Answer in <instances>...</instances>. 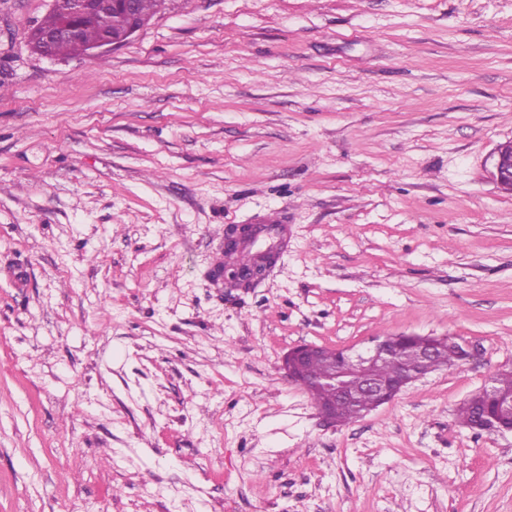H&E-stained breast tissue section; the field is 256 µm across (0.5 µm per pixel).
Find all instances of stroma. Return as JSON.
I'll use <instances>...</instances> for the list:
<instances>
[{
  "mask_svg": "<svg viewBox=\"0 0 512 512\" xmlns=\"http://www.w3.org/2000/svg\"><path fill=\"white\" fill-rule=\"evenodd\" d=\"M49 10L0 0V512H512L457 421L512 370V0H165L56 58ZM400 334L472 356L337 427L281 369ZM493 175L498 184L512 187V141L501 143L494 153ZM262 224H239L231 226L230 230L224 233V257H217L214 268L220 270L224 266L220 280L224 284L250 287L255 282L263 279L271 267L281 248H283L282 231L277 228L272 233L270 242H266L259 235ZM251 244L253 252L245 257L239 254ZM231 255V256H230Z\"/></svg>",
  "mask_w": 512,
  "mask_h": 512,
  "instance_id": "stroma-1",
  "label": "stroma"
}]
</instances>
